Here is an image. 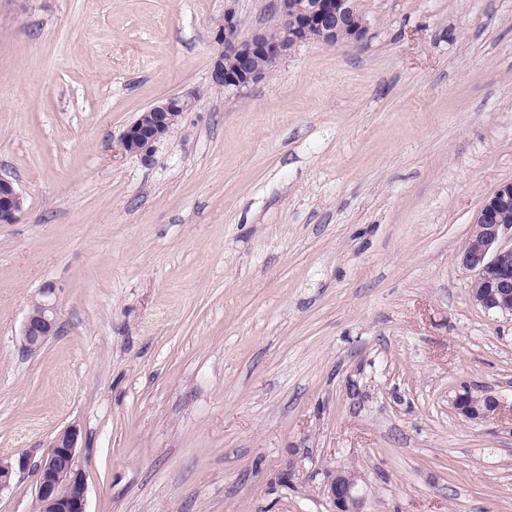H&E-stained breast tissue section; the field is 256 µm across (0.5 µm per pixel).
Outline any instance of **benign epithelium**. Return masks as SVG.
Returning <instances> with one entry per match:
<instances>
[{
    "label": "benign epithelium",
    "mask_w": 512,
    "mask_h": 512,
    "mask_svg": "<svg viewBox=\"0 0 512 512\" xmlns=\"http://www.w3.org/2000/svg\"><path fill=\"white\" fill-rule=\"evenodd\" d=\"M237 0H224V14L217 37L222 44L210 71V84L230 94L267 78L274 67L308 43L338 45L360 41L367 32L356 0H270L269 10L280 34L257 27L242 37L243 21ZM231 64H226V61ZM199 100L193 92L165 97L145 112L150 123L134 121L121 137V148L142 162L151 161L158 146L183 115ZM23 209V197L14 183L0 178V224H14ZM460 265L472 274L473 302L487 310L495 308L512 316V182L487 196L478 212L469 238L458 255ZM36 308L28 309L20 330L22 349L40 350L58 332L57 285L47 282L38 290ZM500 406L497 398L471 391L458 393L455 412L470 422H481ZM80 430L70 425L59 431L36 463L40 512H87V484L79 464ZM29 465L21 457L0 459V494L11 489L16 475ZM362 477L352 470L338 472L327 490L336 512H364Z\"/></svg>",
    "instance_id": "1"
}]
</instances>
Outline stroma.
Listing matches in <instances>:
<instances>
[{"instance_id":"stroma-1","label":"stroma","mask_w":512,"mask_h":512,"mask_svg":"<svg viewBox=\"0 0 512 512\" xmlns=\"http://www.w3.org/2000/svg\"><path fill=\"white\" fill-rule=\"evenodd\" d=\"M229 97L224 0H0V512L80 429L88 512H512V316L459 264L512 182V0H358ZM199 102L152 161L120 139ZM59 329L27 354L40 285ZM464 387L495 396L458 416ZM199 100L193 92L165 97L145 112L151 123L145 124L144 119L134 121L121 137V148L130 156L142 162L151 161L158 146L164 142L174 127H178L185 112H191ZM23 209V197L14 183L0 178V224H13ZM500 406L496 397L474 394L471 391L459 392L453 400L455 412L470 422H481L494 414ZM29 465L27 457L18 460L12 458L0 459V494L11 489L17 473L24 471ZM362 477L359 472H337L328 481L327 490L336 512H364Z\"/></svg>"}]
</instances>
